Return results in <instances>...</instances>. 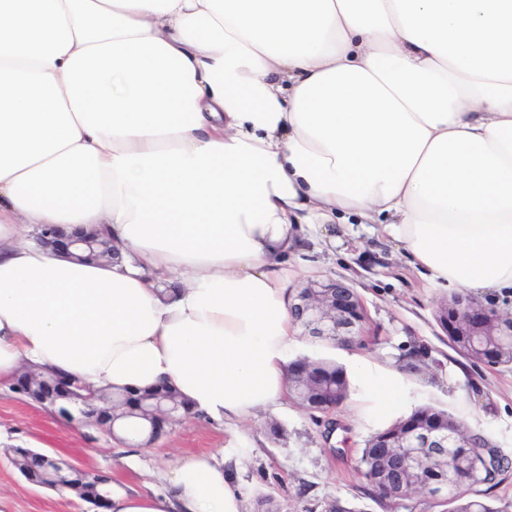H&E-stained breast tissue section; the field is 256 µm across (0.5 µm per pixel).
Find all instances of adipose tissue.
Wrapping results in <instances>:
<instances>
[{"label": "adipose tissue", "mask_w": 512, "mask_h": 512, "mask_svg": "<svg viewBox=\"0 0 512 512\" xmlns=\"http://www.w3.org/2000/svg\"><path fill=\"white\" fill-rule=\"evenodd\" d=\"M339 211L434 286L512 290V0H0V381L43 366L167 382L227 424L275 411L279 262ZM48 227L120 253L60 258ZM358 374L352 405L395 407L396 374ZM243 497L202 454L109 512Z\"/></svg>", "instance_id": "ef3b65f1"}]
</instances>
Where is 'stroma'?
<instances>
[{
    "mask_svg": "<svg viewBox=\"0 0 512 512\" xmlns=\"http://www.w3.org/2000/svg\"><path fill=\"white\" fill-rule=\"evenodd\" d=\"M286 265L295 289L317 276L347 280L366 313L364 345L334 349L299 329V356L333 359L352 380L357 358H373L402 379V404L394 418L435 405L512 458V366L474 364L449 348L435 314L450 291L409 266L397 242L354 219L319 225ZM384 426L379 417L347 404L327 416L291 399L275 415L236 428L198 413L175 423L154 444L132 448L59 417L1 381L0 512L88 510L73 494L29 484L10 462L15 446L105 472L113 489L128 493L164 491L174 458L221 452L231 456L233 476L245 490V512H264L258 505L264 498L271 499V512H326L338 500L356 512H445L421 493L404 501L370 493L357 465L366 439Z\"/></svg>",
    "mask_w": 512,
    "mask_h": 512,
    "instance_id": "obj_1",
    "label": "stroma"
}]
</instances>
